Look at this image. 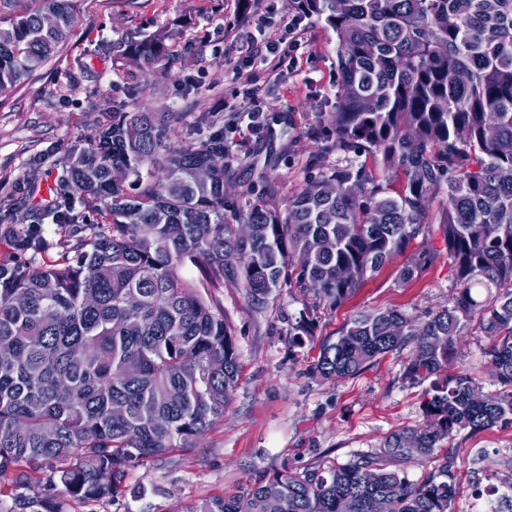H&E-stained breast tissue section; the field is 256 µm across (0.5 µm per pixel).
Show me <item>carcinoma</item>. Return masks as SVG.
Here are the masks:
<instances>
[{
  "instance_id": "1",
  "label": "carcinoma",
  "mask_w": 512,
  "mask_h": 512,
  "mask_svg": "<svg viewBox=\"0 0 512 512\" xmlns=\"http://www.w3.org/2000/svg\"><path fill=\"white\" fill-rule=\"evenodd\" d=\"M336 35V149L359 160L324 168L280 204H228L239 159L224 128L172 142L178 112L98 103L94 139L63 175L72 198L57 224L97 216L75 254L33 267L0 261V477L11 512H68L125 493L136 465L189 452L238 385L235 328L215 290L256 305L292 282L314 307L346 302L436 224L459 285L454 303L419 320L361 312L325 337L311 373L343 379L414 345L403 376L430 382L422 423L343 464L263 474L237 495L189 512H453L448 459L419 481L399 468L434 457L463 430L512 424V0H288ZM78 0H0V94L54 59L78 26ZM178 33L131 40L128 59L159 72ZM78 201L81 211L72 207ZM15 250L42 248L40 225ZM428 243L399 269L406 284L434 260ZM479 319L495 339L483 391L448 373ZM313 319L288 322L303 348Z\"/></svg>"
}]
</instances>
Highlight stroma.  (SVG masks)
I'll return each instance as SVG.
<instances>
[{"mask_svg": "<svg viewBox=\"0 0 512 512\" xmlns=\"http://www.w3.org/2000/svg\"><path fill=\"white\" fill-rule=\"evenodd\" d=\"M240 0H82L74 36L57 60L37 70L22 86L0 95V260L42 264L74 250L85 224L60 229L50 224L52 202L68 196L58 177L77 144L96 133V96L124 101L129 111L148 108L179 112L173 142L190 144L207 136L195 115L234 117L227 135L242 162L227 193L238 205L258 200L253 169H268L289 196L318 169L345 166L326 120L336 105V37L316 19L303 23L298 60L286 71L249 67L247 45L258 29L283 28L294 15L288 0H249L242 19ZM163 27L177 29L164 74L142 77L124 65L117 46ZM253 72L245 82V72ZM259 106L271 121L249 134L243 112ZM27 212L15 210L17 201ZM44 225L45 244L36 254L19 253L2 237L20 223ZM431 242L439 257L413 282L398 280L402 258L385 264L343 305L314 313V338L291 347L288 321L303 309L296 288L280 289L274 301L258 306L242 289L225 285L218 295L235 327L240 376L234 400L196 447L185 454L133 467L124 495L99 503L71 501L69 512H185L203 500L237 491L257 471H300L320 463H344L370 454L392 431L420 424L424 388L403 381L412 350L381 358L360 374L332 381L309 372L319 341L336 334L357 312L397 308L421 317L451 305L457 292L440 234ZM492 340L472 323L454 348L451 371L477 381L487 378L486 352ZM457 494L454 512H483L487 500L512 512V491L501 487L512 475V425L478 433L463 431L444 440Z\"/></svg>", "mask_w": 512, "mask_h": 512, "instance_id": "1", "label": "stroma"}]
</instances>
